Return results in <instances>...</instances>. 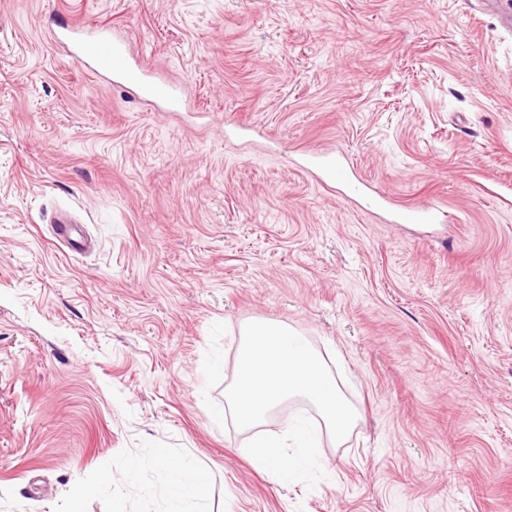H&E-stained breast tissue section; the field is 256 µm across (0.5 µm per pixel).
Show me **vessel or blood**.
<instances>
[{
  "label": "vessel or blood",
  "mask_w": 512,
  "mask_h": 512,
  "mask_svg": "<svg viewBox=\"0 0 512 512\" xmlns=\"http://www.w3.org/2000/svg\"><path fill=\"white\" fill-rule=\"evenodd\" d=\"M55 38L87 70L110 77L114 84L132 89L139 99L161 103L167 112L184 109L186 99L180 87L165 79L152 78L144 64L132 62L127 40L111 34L109 29H78L62 21L58 24ZM304 168L315 174L322 183L348 188L353 185L352 170L330 152H306ZM362 200L374 209H391L395 222L399 224H431L437 219L431 209L418 205H397L381 193L363 195ZM52 225L56 237L64 244L76 250L85 246L86 240L69 211H58Z\"/></svg>",
  "instance_id": "1"
}]
</instances>
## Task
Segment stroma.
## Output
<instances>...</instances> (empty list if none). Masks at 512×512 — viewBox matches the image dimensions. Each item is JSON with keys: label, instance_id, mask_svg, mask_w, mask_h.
<instances>
[{"label": "stroma", "instance_id": "35a3bbf8", "mask_svg": "<svg viewBox=\"0 0 512 512\" xmlns=\"http://www.w3.org/2000/svg\"><path fill=\"white\" fill-rule=\"evenodd\" d=\"M56 13L186 108L86 71ZM252 319L345 369L361 419L315 489L224 412ZM162 453L203 466L198 512H512V33L477 0H0V512H165ZM305 164L302 167L315 174L324 184H339L359 194V188L353 183L354 176L335 155L327 151H303ZM361 200L374 209L383 210L391 208L394 221L398 224H431L437 220V215L431 209L422 206H401L394 203L386 195L376 192L373 194H362ZM53 230L56 237L75 250L87 245L86 239L83 237L81 230L77 226V222L69 211H58L52 221Z\"/></svg>", "mask_w": 512, "mask_h": 512}]
</instances>
